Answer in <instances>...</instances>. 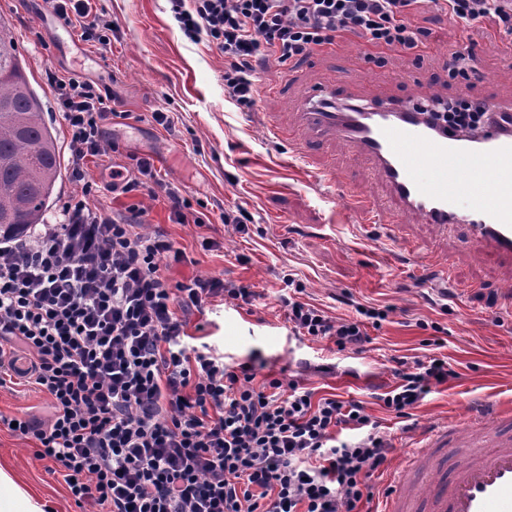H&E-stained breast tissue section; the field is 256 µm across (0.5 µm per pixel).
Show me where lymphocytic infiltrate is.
Masks as SVG:
<instances>
[{
  "label": "lymphocytic infiltrate",
  "instance_id": "lymphocytic-infiltrate-1",
  "mask_svg": "<svg viewBox=\"0 0 512 512\" xmlns=\"http://www.w3.org/2000/svg\"><path fill=\"white\" fill-rule=\"evenodd\" d=\"M85 40L110 44L99 0H48ZM184 34L224 57V87L241 106L255 102L259 67L306 56L352 35L367 45L413 51L424 31L411 23L424 0H168ZM457 24L512 33V0H432ZM69 136L71 175L81 195L55 222L0 241V388L46 394L48 422L0 414V426L36 442L35 457L61 475L80 512H357L368 478L388 462L363 402L316 397L281 379H258L249 362L228 363L215 346L193 343L186 311L213 298L252 304L256 292L217 278L170 282L186 253L164 234L143 232L144 210L93 206L89 158L103 152V128L127 112L78 75L51 77ZM488 114L461 101L425 121L477 134ZM113 189L154 194L151 158L113 169ZM289 332L330 338L361 351L366 324L385 311L357 305L332 318L293 295ZM384 408L406 419L447 382V362L396 360Z\"/></svg>",
  "mask_w": 512,
  "mask_h": 512
}]
</instances>
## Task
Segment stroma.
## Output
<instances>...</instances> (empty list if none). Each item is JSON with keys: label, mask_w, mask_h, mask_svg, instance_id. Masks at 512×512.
<instances>
[{"label": "stroma", "mask_w": 512, "mask_h": 512, "mask_svg": "<svg viewBox=\"0 0 512 512\" xmlns=\"http://www.w3.org/2000/svg\"><path fill=\"white\" fill-rule=\"evenodd\" d=\"M110 23V49L81 41L40 0H0V22L12 32L29 83L44 105L60 149L67 131L54 102L49 74L80 73L129 112L124 124L105 128L104 144H116V161L151 156L164 185L178 190L201 224L170 220L166 199L150 202L146 229L164 233L190 261L172 267L179 281L210 276L251 288L258 297L236 306L215 299L206 314H190V326L239 362L261 363L264 373L340 400L364 401L394 450L400 467L419 432L464 423L482 405L512 407V305L500 291L512 273L495 261L462 251L452 236L401 211L377 182L367 160L340 142L321 145L317 167L291 162L288 140L265 133L267 125L290 127L309 86L332 80L345 96L387 91L400 99L454 100L469 88L472 100L512 103V36L493 30L473 34L425 0L416 13L428 37L412 54L349 38L313 54L273 63L257 74L252 108L240 107L224 89V59L207 42H193L173 19L167 0H101ZM476 41L479 75L450 74L448 56ZM162 111L171 128L154 122ZM335 165L339 188L368 197L379 229L363 226L346 202L328 196L318 167ZM239 218L243 231L222 223ZM404 235L389 241L384 225ZM218 250L201 251L202 239ZM436 257L418 264L415 254ZM447 265L440 273L439 265ZM303 298L332 318L355 317V303L386 309L381 328H368L362 352L337 350L331 340L288 333L283 297L292 283ZM438 330H430V323ZM435 356L454 375L433 385L406 422L379 400L396 382L395 358ZM35 442L0 430V466L34 490L49 512H79L64 483L34 456Z\"/></svg>", "instance_id": "1"}]
</instances>
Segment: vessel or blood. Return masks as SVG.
Instances as JSON below:
<instances>
[{"label": "vessel or blood", "mask_w": 512, "mask_h": 512, "mask_svg": "<svg viewBox=\"0 0 512 512\" xmlns=\"http://www.w3.org/2000/svg\"><path fill=\"white\" fill-rule=\"evenodd\" d=\"M337 91L332 81L309 88L311 111L289 137L295 159L308 161V142L338 137L370 159L401 210L445 231L463 229V248L512 263V108L500 107L468 139L427 125L419 103L378 97L329 111ZM381 512H512V412L423 431Z\"/></svg>", "instance_id": "obj_1"}]
</instances>
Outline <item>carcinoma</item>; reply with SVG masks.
I'll list each match as a JSON object with an SVG mask.
<instances>
[{
  "label": "carcinoma",
  "mask_w": 512,
  "mask_h": 512,
  "mask_svg": "<svg viewBox=\"0 0 512 512\" xmlns=\"http://www.w3.org/2000/svg\"><path fill=\"white\" fill-rule=\"evenodd\" d=\"M62 161L43 105L30 87L13 37L0 26V236L43 224L62 179Z\"/></svg>",
  "instance_id": "carcinoma-1"
}]
</instances>
